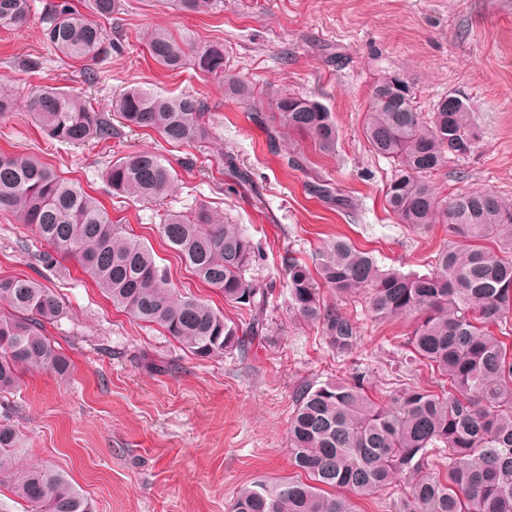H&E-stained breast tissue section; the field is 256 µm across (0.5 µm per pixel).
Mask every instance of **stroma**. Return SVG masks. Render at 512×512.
I'll list each match as a JSON object with an SVG mask.
<instances>
[{
	"label": "stroma",
	"instance_id": "obj_1",
	"mask_svg": "<svg viewBox=\"0 0 512 512\" xmlns=\"http://www.w3.org/2000/svg\"><path fill=\"white\" fill-rule=\"evenodd\" d=\"M125 2L118 20L124 49L113 55L98 87L86 83L83 64L55 59L33 20L17 31L0 28V91L24 99L33 86H62L93 98L104 112L113 95L131 85L206 97L211 138L165 152L176 173L172 192L153 203L115 198L102 177L109 161L162 150L152 131L65 147L21 111L0 118V151L35 155L79 181L113 223L152 247L175 288L236 322L242 311L191 275L158 226L201 201L242 225L262 247L252 273L273 288L268 332L246 353L198 360L158 327L115 309L71 262L44 267L34 249L21 245L29 237L23 224L0 214V276L33 278L62 299L63 315L46 330L73 366L64 379L23 371L19 387L0 394V415L19 427L24 463L66 471L93 512H225L242 484L293 475L288 420L299 383L361 368L370 376L372 398L381 401L403 382L398 362L411 322L375 319L366 291L342 298L319 288L325 307L360 328L357 346L343 359L320 326L288 310V261L313 264L331 238H350L384 268L420 274L432 271L436 252L449 241L445 224L414 230L388 211L384 193L395 165L373 153L363 134L370 88L382 78L406 76L423 113L449 91H464L480 139L431 181L444 200L484 190L512 203V0H224L223 11L195 15L172 10L166 0ZM154 27L192 32L202 45L223 44L226 72L248 84L263 109L284 91L322 103L338 131L335 152H322L290 130L281 155L268 152L263 132L248 120L245 105L228 96L222 78L175 74L149 58L140 38ZM29 58L46 64L27 74L21 63ZM223 151L249 171V185L218 170L215 157ZM289 155L304 157V166H287ZM319 179L348 207L311 194Z\"/></svg>",
	"mask_w": 512,
	"mask_h": 512
}]
</instances>
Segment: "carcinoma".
<instances>
[{"mask_svg": "<svg viewBox=\"0 0 512 512\" xmlns=\"http://www.w3.org/2000/svg\"><path fill=\"white\" fill-rule=\"evenodd\" d=\"M168 3L194 14L224 9V0ZM121 6V0H41L44 42L60 60L91 63L85 71L91 86L122 49L102 27ZM33 8L34 0H0V27L26 26ZM142 44L168 71L191 65L204 75L224 73L222 45L199 46L191 35L164 28L146 31ZM225 85L229 95L249 101L250 88L235 76H226ZM22 109L49 138L73 147L118 139L124 128L153 130L173 148L212 136L210 106L198 94L170 96L130 86L102 112L58 86H41L23 103L0 93L1 117ZM273 111L248 108L269 152H277L284 128L305 134L323 152L335 151L336 125L321 103L285 93ZM363 133L376 154L396 165L385 197L400 223L423 229L440 221L453 241L436 255L434 272L418 274L384 270L369 252L336 237L318 250L316 270L341 296L368 289L376 317L411 318L406 371L429 366L439 376L438 391L414 383L377 402L361 372L299 384L288 426L295 475L240 486L228 512H356L352 499L336 489L367 499L388 492L391 512H512V353L505 342L512 337V207L478 190L447 202L429 180L450 160L470 154L479 140L468 99L459 91L448 92L425 117L409 81L398 75L386 93L369 96ZM105 180L111 195L144 202L168 195L174 173L161 155L141 151L109 163ZM0 212L15 214L30 229L44 247L43 264L70 259L113 306L161 327L201 360L242 351L248 335L266 330L272 288L250 275L259 244L203 204L167 216L159 235L195 278L247 315L245 326L180 293L150 246L112 223L79 182L37 157L0 152ZM287 275L289 311L321 326L336 354L352 353L359 327L324 307L310 268L293 261ZM62 313L61 299L41 283L0 278V393L14 389L24 369L69 374L68 358L44 333L45 323ZM436 448L448 451L443 472L432 462ZM22 456L21 433L10 419L0 421V492L9 500L26 503L27 512H91L66 472L24 466Z\"/></svg>", "mask_w": 512, "mask_h": 512, "instance_id": "1", "label": "carcinoma"}]
</instances>
